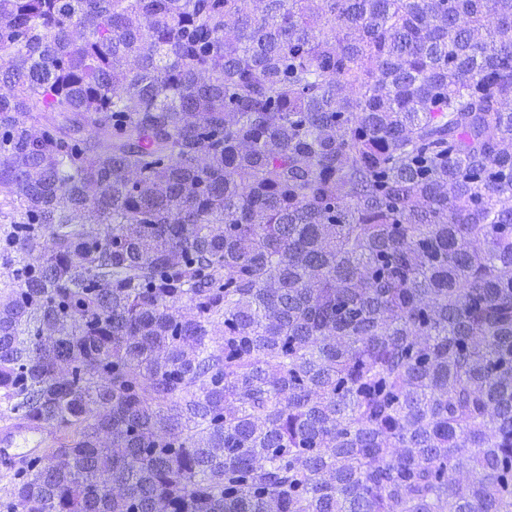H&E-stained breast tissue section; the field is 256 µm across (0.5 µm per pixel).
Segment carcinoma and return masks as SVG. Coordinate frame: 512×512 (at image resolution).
<instances>
[{
  "label": "carcinoma",
  "mask_w": 512,
  "mask_h": 512,
  "mask_svg": "<svg viewBox=\"0 0 512 512\" xmlns=\"http://www.w3.org/2000/svg\"><path fill=\"white\" fill-rule=\"evenodd\" d=\"M2 47L0 404L54 442L0 512H512V0H0Z\"/></svg>",
  "instance_id": "carcinoma-1"
}]
</instances>
